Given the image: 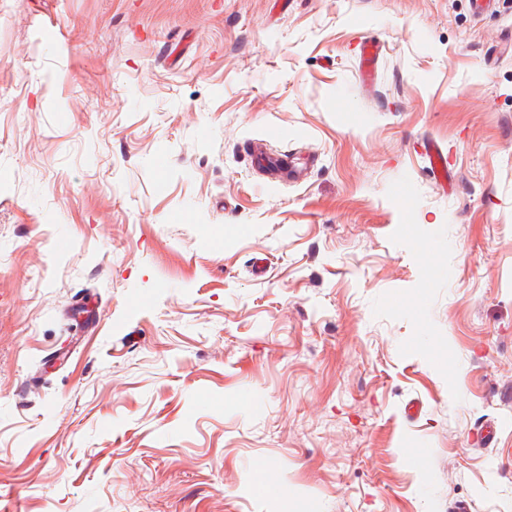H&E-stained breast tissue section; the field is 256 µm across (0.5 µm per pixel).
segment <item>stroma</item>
<instances>
[{"label":"stroma","instance_id":"obj_1","mask_svg":"<svg viewBox=\"0 0 512 512\" xmlns=\"http://www.w3.org/2000/svg\"><path fill=\"white\" fill-rule=\"evenodd\" d=\"M508 113L507 4L0 0V512H512ZM355 52L359 63L358 72L361 85L364 89H369L375 80L382 46L371 39H364L357 43ZM420 153L428 161V169L437 186L446 189L452 181V163L449 153L433 140H423L419 145Z\"/></svg>","mask_w":512,"mask_h":512}]
</instances>
